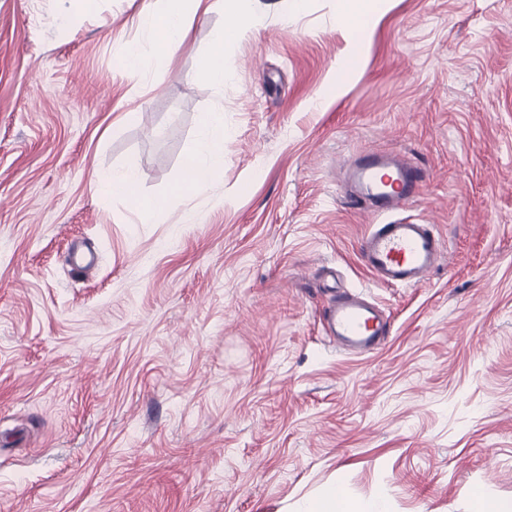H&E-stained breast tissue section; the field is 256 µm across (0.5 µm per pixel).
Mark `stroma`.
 Listing matches in <instances>:
<instances>
[{"mask_svg": "<svg viewBox=\"0 0 512 512\" xmlns=\"http://www.w3.org/2000/svg\"><path fill=\"white\" fill-rule=\"evenodd\" d=\"M163 5L0 0V512H306L333 483L388 512L512 503V0H378L363 33L336 0H250L220 87L219 13L126 73ZM217 109L223 177L178 192ZM361 149L429 176L406 215L450 263L422 286L361 263ZM128 166L154 223L90 187ZM334 288L389 315L377 354L328 342Z\"/></svg>", "mask_w": 512, "mask_h": 512, "instance_id": "stroma-1", "label": "stroma"}]
</instances>
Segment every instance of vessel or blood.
<instances>
[{"mask_svg":"<svg viewBox=\"0 0 512 512\" xmlns=\"http://www.w3.org/2000/svg\"><path fill=\"white\" fill-rule=\"evenodd\" d=\"M357 190L352 206L373 207L382 221L370 225L359 241L367 271L385 286L417 287L447 262V249L430 225L386 220L387 212L406 207L426 181L423 169L395 154L366 150L348 162ZM327 333L337 349L352 356L379 350L391 334V324L364 293L344 291L333 296L324 312Z\"/></svg>","mask_w":512,"mask_h":512,"instance_id":"b4317fda","label":"vessel or blood"}]
</instances>
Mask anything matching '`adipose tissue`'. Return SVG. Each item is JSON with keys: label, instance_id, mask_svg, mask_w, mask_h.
I'll return each instance as SVG.
<instances>
[{"label": "adipose tissue", "instance_id": "adipose-tissue-1", "mask_svg": "<svg viewBox=\"0 0 512 512\" xmlns=\"http://www.w3.org/2000/svg\"><path fill=\"white\" fill-rule=\"evenodd\" d=\"M244 0H169L163 10H142L140 20L149 37L153 54L164 56L177 50L190 36L192 18L186 5L204 13L217 12L226 20L222 31L214 36L210 49L203 59V70L212 84L223 86L228 72L224 63V44L258 28L256 15L245 14ZM224 114L208 113L200 130V139L185 155L184 172L179 189L200 193L208 189L224 172ZM96 190L119 197L127 202L140 223L154 222L164 209L163 199L145 195L140 190L135 168L128 167L106 175H93Z\"/></svg>", "mask_w": 512, "mask_h": 512}]
</instances>
